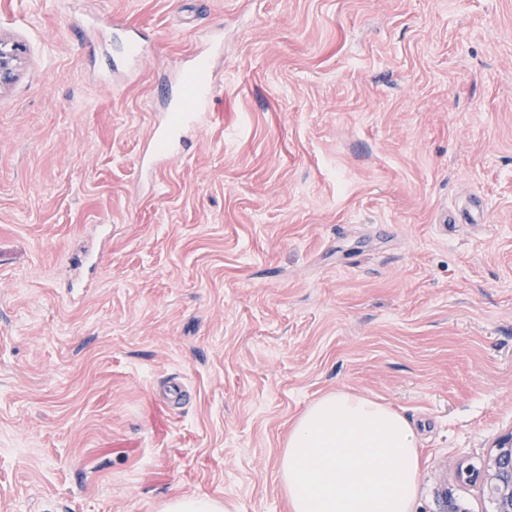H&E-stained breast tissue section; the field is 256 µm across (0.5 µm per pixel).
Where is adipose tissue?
I'll return each instance as SVG.
<instances>
[{"label": "adipose tissue", "instance_id": "1", "mask_svg": "<svg viewBox=\"0 0 512 512\" xmlns=\"http://www.w3.org/2000/svg\"><path fill=\"white\" fill-rule=\"evenodd\" d=\"M278 475L291 512H413L420 480L416 435L380 402L331 392L293 425Z\"/></svg>", "mask_w": 512, "mask_h": 512}]
</instances>
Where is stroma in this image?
I'll return each instance as SVG.
<instances>
[{
    "label": "stroma",
    "instance_id": "stroma-1",
    "mask_svg": "<svg viewBox=\"0 0 512 512\" xmlns=\"http://www.w3.org/2000/svg\"><path fill=\"white\" fill-rule=\"evenodd\" d=\"M0 38V512H290L339 389L416 429L414 512H492L455 472L512 430V0H0ZM19 64L18 49L7 46L0 39V87L10 82ZM208 55L209 51L198 52L194 56V61L196 62L192 66L193 68H198L200 71H202V88L194 91L191 94L186 106L177 103L171 111L179 112L176 113L178 120L174 125V129L178 132H182L186 128H199L204 126L211 116V112L207 111L213 99L214 86L209 83L206 76L205 62L201 60L208 57ZM223 501L211 497L179 496L167 500L161 512H230Z\"/></svg>",
    "mask_w": 512,
    "mask_h": 512
}]
</instances>
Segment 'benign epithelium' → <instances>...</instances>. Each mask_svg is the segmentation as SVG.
Returning a JSON list of instances; mask_svg holds the SVG:
<instances>
[{"label": "benign epithelium", "instance_id": "7a95c632", "mask_svg": "<svg viewBox=\"0 0 512 512\" xmlns=\"http://www.w3.org/2000/svg\"><path fill=\"white\" fill-rule=\"evenodd\" d=\"M19 64L18 49L0 42V87L9 83ZM496 452L482 467H462L458 480L480 483L496 505V512H512V431L495 442Z\"/></svg>", "mask_w": 512, "mask_h": 512}]
</instances>
